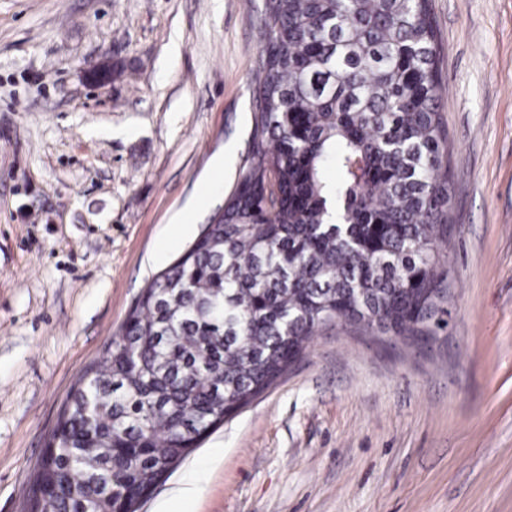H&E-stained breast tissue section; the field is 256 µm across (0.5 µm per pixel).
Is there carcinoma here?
I'll return each mask as SVG.
<instances>
[{"label": "carcinoma", "instance_id": "carcinoma-1", "mask_svg": "<svg viewBox=\"0 0 512 512\" xmlns=\"http://www.w3.org/2000/svg\"><path fill=\"white\" fill-rule=\"evenodd\" d=\"M256 149L72 390L26 512H111L333 325L448 329V139L430 0H266ZM115 490V496L108 491Z\"/></svg>", "mask_w": 512, "mask_h": 512}]
</instances>
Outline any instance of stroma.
<instances>
[{"label": "stroma", "mask_w": 512, "mask_h": 512, "mask_svg": "<svg viewBox=\"0 0 512 512\" xmlns=\"http://www.w3.org/2000/svg\"><path fill=\"white\" fill-rule=\"evenodd\" d=\"M265 3L0 0V512H24L76 381L234 193ZM431 4L447 333L319 332L138 512H512V0Z\"/></svg>", "instance_id": "1"}]
</instances>
